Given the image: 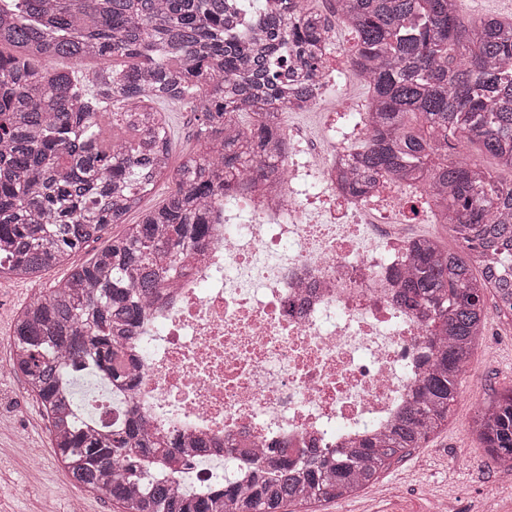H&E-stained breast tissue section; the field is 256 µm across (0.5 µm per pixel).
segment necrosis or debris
<instances>
[{
	"instance_id": "necrosis-or-debris-1",
	"label": "necrosis or debris",
	"mask_w": 512,
	"mask_h": 512,
	"mask_svg": "<svg viewBox=\"0 0 512 512\" xmlns=\"http://www.w3.org/2000/svg\"><path fill=\"white\" fill-rule=\"evenodd\" d=\"M366 136L341 113L318 164L304 131L289 129L273 182L226 191L188 269L159 290L128 344L135 387L68 362L77 422L108 435L138 413L176 441V481L190 495L230 474L246 480L252 452L340 450L392 425L429 356L427 316L398 299L419 239L392 218L427 191L382 180L347 194L337 168Z\"/></svg>"
}]
</instances>
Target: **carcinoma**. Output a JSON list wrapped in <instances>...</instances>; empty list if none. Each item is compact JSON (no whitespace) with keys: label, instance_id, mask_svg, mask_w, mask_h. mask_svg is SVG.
Returning a JSON list of instances; mask_svg holds the SVG:
<instances>
[{"label":"carcinoma","instance_id":"cac0c4a2","mask_svg":"<svg viewBox=\"0 0 512 512\" xmlns=\"http://www.w3.org/2000/svg\"><path fill=\"white\" fill-rule=\"evenodd\" d=\"M334 18L356 34L348 63L372 98L370 138L340 181L353 196L385 177L427 184L463 254L427 237L402 281V304L430 317L428 368L402 419L342 452L314 448L302 464L273 448L247 484L188 495L150 474L172 443L139 419L107 439L76 424L62 360L134 381L124 345L142 305L175 284L222 191L250 188L254 170L277 174L283 115L318 94ZM42 58L101 61L85 79L93 91L72 71L36 66ZM185 100L197 150L171 171L156 105ZM103 114L132 138L104 145ZM474 142L481 154L448 159ZM485 155L512 170V17L466 21L458 0H336L328 16L314 0H0V279L40 277L124 223L158 181L173 184L162 206L16 317L11 368L40 401L70 482L121 512H288L346 500L421 447L448 425L484 336L486 297L501 314L512 302L484 260L489 247L512 258V179L494 177ZM471 430L512 470V390L484 402Z\"/></svg>","mask_w":512,"mask_h":512}]
</instances>
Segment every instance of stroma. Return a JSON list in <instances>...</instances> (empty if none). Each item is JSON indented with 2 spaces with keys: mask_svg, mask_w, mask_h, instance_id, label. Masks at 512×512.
<instances>
[{
  "mask_svg": "<svg viewBox=\"0 0 512 512\" xmlns=\"http://www.w3.org/2000/svg\"><path fill=\"white\" fill-rule=\"evenodd\" d=\"M336 82L318 110L290 114L286 125L307 131L315 158L320 149L325 113L342 112L355 101L366 98L368 90L345 62L344 51L355 43L344 27L335 31ZM171 129L170 166L178 168L196 148L197 123L189 102L163 104ZM132 212L125 224H112L100 242L69 257L67 263L44 272L40 279H0V512H69L72 497H79L85 512H119L105 495L90 493L72 485L65 477L53 448L42 408L25 390L22 378L10 368L15 318L30 295L63 279L71 266L86 263L101 245L120 237L126 224L138 223ZM468 375L478 377L475 385H462L448 425L432 435L423 447L393 460L379 479L349 499L316 504L314 512H431L434 496L448 498L450 512H481L487 495L498 501V512H512V473L494 471L480 444L467 427L479 406L493 393L512 388V321L489 311L484 338ZM24 430L35 456L21 457L13 450L17 430Z\"/></svg>",
  "mask_w": 512,
  "mask_h": 512,
  "instance_id": "35a3bbf8",
  "label": "stroma"
}]
</instances>
